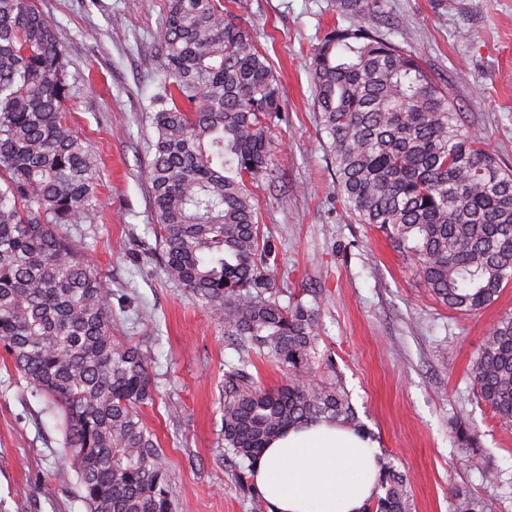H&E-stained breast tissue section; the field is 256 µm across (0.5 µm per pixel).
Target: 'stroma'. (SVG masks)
<instances>
[{
	"label": "stroma",
	"mask_w": 512,
	"mask_h": 512,
	"mask_svg": "<svg viewBox=\"0 0 512 512\" xmlns=\"http://www.w3.org/2000/svg\"><path fill=\"white\" fill-rule=\"evenodd\" d=\"M222 3L253 29L284 87L275 177L254 190L280 303L319 291V349L382 461L407 478L412 512H454L452 487L489 512H512V430L477 399L470 373L490 328L512 313V285L480 314L457 315L429 295L402 249L344 213L308 74L313 46L338 20L335 0ZM34 4L67 49L71 124L102 159L99 201L70 232L106 278L113 336L152 344L158 397L142 417L165 452L178 512H252L219 436L224 372L239 351L155 255L144 168L165 71V0ZM386 10L391 39L422 57L512 165V0H387ZM459 426L473 433L482 469L461 458ZM66 465L48 402L0 347V512H87L76 478H58Z\"/></svg>",
	"instance_id": "35a3bbf8"
}]
</instances>
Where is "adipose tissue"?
Segmentation results:
<instances>
[{
	"label": "adipose tissue",
	"instance_id": "obj_1",
	"mask_svg": "<svg viewBox=\"0 0 512 512\" xmlns=\"http://www.w3.org/2000/svg\"><path fill=\"white\" fill-rule=\"evenodd\" d=\"M378 469L370 437L321 422L271 441L252 479L269 512H363L376 493Z\"/></svg>",
	"mask_w": 512,
	"mask_h": 512
}]
</instances>
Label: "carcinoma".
<instances>
[{"label":"carcinoma","instance_id":"carcinoma-1","mask_svg":"<svg viewBox=\"0 0 512 512\" xmlns=\"http://www.w3.org/2000/svg\"><path fill=\"white\" fill-rule=\"evenodd\" d=\"M385 0H336L348 25L313 48L310 77L336 194L356 224L397 243L431 297L464 316L512 283V166L422 58L365 25ZM162 93L152 124L151 221L163 269L242 350L288 374L267 389L242 358L224 374V454L252 467L291 427L358 420L318 349L320 300L283 306L251 186L273 178L283 89L252 31L219 0H166ZM54 25L32 0H0V342L56 411L88 512H176L166 456L142 418L158 392L152 345L112 336L108 289L62 231L94 210L101 158L67 120L72 87ZM477 398L512 429V316L471 367ZM474 467L471 433L456 428ZM364 512H410L406 478L380 467ZM456 512H486L450 489Z\"/></svg>","mask_w":512,"mask_h":512}]
</instances>
